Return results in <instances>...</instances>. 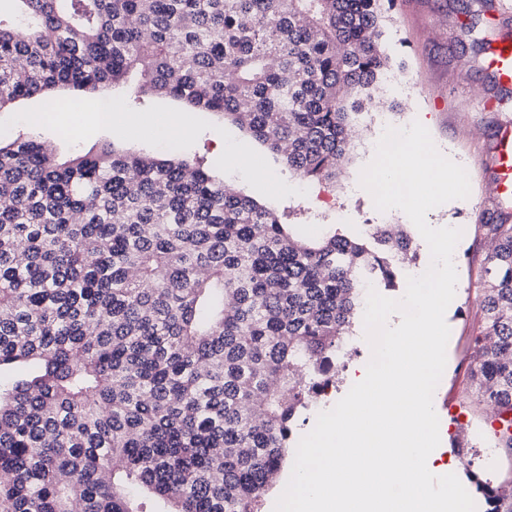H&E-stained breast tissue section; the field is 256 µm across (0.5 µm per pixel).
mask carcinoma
Returning a JSON list of instances; mask_svg holds the SVG:
<instances>
[{
	"label": "carcinoma",
	"mask_w": 512,
	"mask_h": 512,
	"mask_svg": "<svg viewBox=\"0 0 512 512\" xmlns=\"http://www.w3.org/2000/svg\"><path fill=\"white\" fill-rule=\"evenodd\" d=\"M7 2L0 110L136 75L311 183L348 160L390 67L393 0ZM485 228L470 382L511 449L512 221ZM394 255L414 251L389 224L308 233L197 160L0 139V512H262Z\"/></svg>",
	"instance_id": "cac0c4a2"
}]
</instances>
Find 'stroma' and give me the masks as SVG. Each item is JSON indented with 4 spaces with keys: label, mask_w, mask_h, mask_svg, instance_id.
Segmentation results:
<instances>
[{
    "label": "stroma",
    "mask_w": 512,
    "mask_h": 512,
    "mask_svg": "<svg viewBox=\"0 0 512 512\" xmlns=\"http://www.w3.org/2000/svg\"><path fill=\"white\" fill-rule=\"evenodd\" d=\"M385 42L391 57V72L406 92L383 112L363 113L355 129L352 151L335 180L306 183L289 172L285 164L255 141L246 131L217 114L187 112L166 98L136 101L134 85L115 90V111L141 120V128H105L80 110L53 112L45 125L29 129L24 115L46 110L44 99L32 98L0 110V136L37 138L53 143L62 159L76 153L95 151L111 144L116 149L179 158H197L225 183L282 215L291 224H332L337 232L361 236L366 225L402 226L412 240L416 259L398 266L395 287L375 282L382 295L395 298L406 290L412 265L430 258L427 243L400 210L378 212L368 192L356 184L364 161L374 156V144L386 127H406L416 112H425L427 128L441 153L462 161L471 191L468 198L445 203L427 214L435 228L467 225L453 255L458 273L456 294L445 319L450 328L446 366L434 392L433 402L440 421V446L452 461L456 474L473 498L476 512H488L485 496L470 479L497 486L512 480V453L501 448L494 434L495 410L479 402L469 386L470 347L483 328L476 297L477 273L493 247L483 225L494 206L495 186L489 161L503 122H512V97L502 95L492 70L485 62L481 44L500 37L512 38V18L500 16L502 0H396ZM496 101L493 110L483 101ZM182 121L192 129L190 136L157 135L156 127L167 121ZM241 155L239 165L228 163L227 155ZM363 330H356L347 353L336 362L335 385L321 401H309L295 429V437L312 430L318 413L335 405L351 388L352 374L368 363Z\"/></svg>",
    "instance_id": "stroma-1"
}]
</instances>
